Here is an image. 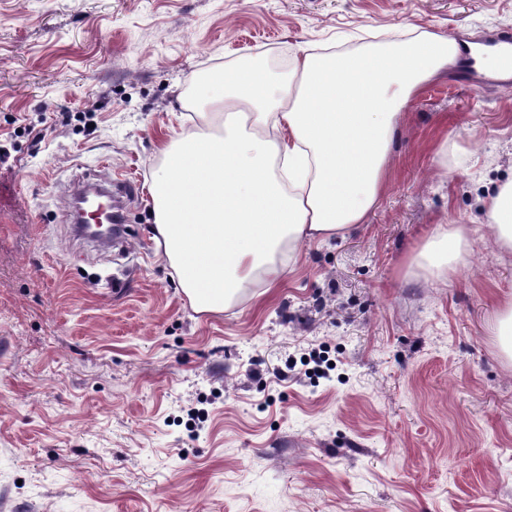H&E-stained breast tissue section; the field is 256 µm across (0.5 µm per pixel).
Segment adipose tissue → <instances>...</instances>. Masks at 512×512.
I'll return each instance as SVG.
<instances>
[{
	"instance_id": "adipose-tissue-1",
	"label": "adipose tissue",
	"mask_w": 512,
	"mask_h": 512,
	"mask_svg": "<svg viewBox=\"0 0 512 512\" xmlns=\"http://www.w3.org/2000/svg\"><path fill=\"white\" fill-rule=\"evenodd\" d=\"M458 55L456 39L425 34L304 54L276 90L260 71L225 74L198 125L163 147L165 168L150 184L157 256L192 306L223 311L255 279L279 281L284 244L364 224L384 189L401 108ZM486 216L496 245L512 250V181L487 199ZM468 240L465 225H441L420 256L451 267Z\"/></svg>"
}]
</instances>
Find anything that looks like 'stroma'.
Listing matches in <instances>:
<instances>
[{
    "instance_id": "1",
    "label": "stroma",
    "mask_w": 512,
    "mask_h": 512,
    "mask_svg": "<svg viewBox=\"0 0 512 512\" xmlns=\"http://www.w3.org/2000/svg\"><path fill=\"white\" fill-rule=\"evenodd\" d=\"M506 28L512 0H0V512H512L485 209L512 91L427 83L366 223L221 312L158 260L148 190L202 73ZM106 175L133 185L109 248L65 211ZM440 224L470 228L462 260L412 265Z\"/></svg>"
}]
</instances>
